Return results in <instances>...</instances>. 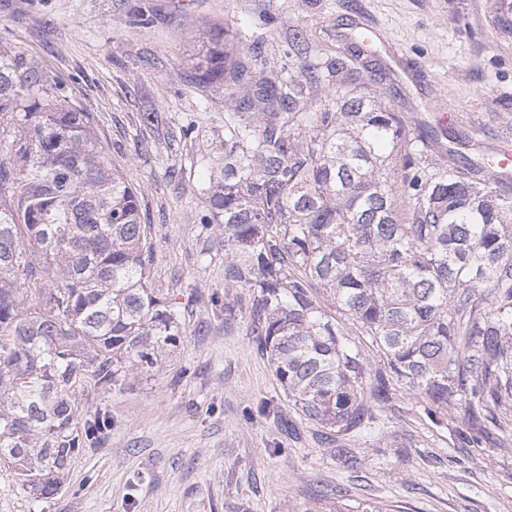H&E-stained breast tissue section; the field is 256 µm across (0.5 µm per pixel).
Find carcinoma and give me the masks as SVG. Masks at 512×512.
Wrapping results in <instances>:
<instances>
[{"instance_id": "cac0c4a2", "label": "carcinoma", "mask_w": 512, "mask_h": 512, "mask_svg": "<svg viewBox=\"0 0 512 512\" xmlns=\"http://www.w3.org/2000/svg\"><path fill=\"white\" fill-rule=\"evenodd\" d=\"M194 64L225 91L224 167L200 223L224 233V287L299 416L360 434L403 386L440 408L512 420V197L486 165H445L397 110L364 45L288 23V61L237 30ZM137 189L108 167L92 115L0 43V463L34 498L109 421L91 388L178 347L179 306L150 279ZM332 297L336 313L321 304ZM379 353L371 368L349 326Z\"/></svg>"}]
</instances>
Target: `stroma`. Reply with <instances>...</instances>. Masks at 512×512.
<instances>
[{
    "label": "stroma",
    "instance_id": "1",
    "mask_svg": "<svg viewBox=\"0 0 512 512\" xmlns=\"http://www.w3.org/2000/svg\"><path fill=\"white\" fill-rule=\"evenodd\" d=\"M499 9L500 0H0V42L66 84L111 166L138 189L152 282L182 310L171 356L90 394L86 413H108L112 425L72 458L57 493L34 498L0 465V512H328L339 502L512 512L511 425L466 420L402 387L391 436L350 437L349 463L295 417L249 334L252 293L225 288L218 228L198 221L201 190L224 165L225 106L223 88L195 84L190 63L220 30L239 49L241 27L262 36L278 69L288 21H321L331 42L357 22L372 32L397 109L428 125L446 113L456 163H478L512 152V13L501 28ZM138 13L153 24H130ZM388 44L421 81L392 67ZM152 107L192 134L171 143L144 130L140 114Z\"/></svg>",
    "mask_w": 512,
    "mask_h": 512
}]
</instances>
